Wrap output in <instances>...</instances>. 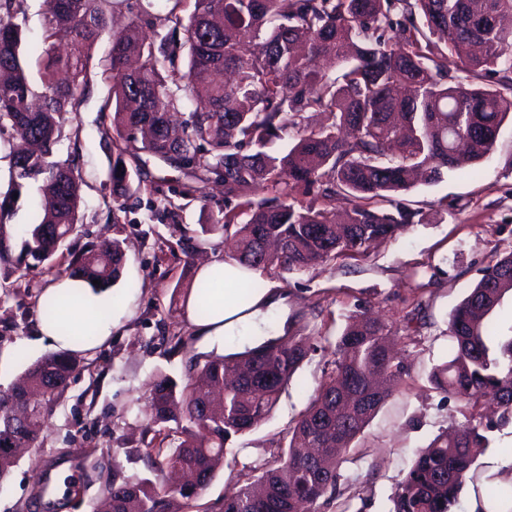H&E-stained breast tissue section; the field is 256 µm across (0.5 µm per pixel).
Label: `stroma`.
<instances>
[{
  "label": "stroma",
  "mask_w": 512,
  "mask_h": 512,
  "mask_svg": "<svg viewBox=\"0 0 512 512\" xmlns=\"http://www.w3.org/2000/svg\"><path fill=\"white\" fill-rule=\"evenodd\" d=\"M106 94L103 85L92 84L62 128V150L78 154L82 176V226L72 243L80 248L101 237L122 242V276L107 294L127 302L132 315L103 344L82 353L39 447L26 452L0 482V512H96L106 495V474L115 469L143 474V432L152 423L146 392L160 373L183 381L190 359L201 352L184 305L196 263L232 256L221 234L201 230L224 213V186L216 176L198 180L190 170L142 151L130 163L135 183L114 203L112 115L101 109ZM405 198L422 223L377 240L366 256L291 273L273 268L255 278L259 289L287 292L295 329L314 350L268 420L236 440L237 455H225L201 505L222 504L236 491L242 466L262 464L275 452L330 370L334 342L355 315L369 312L388 323L409 373L359 437L340 467L334 499H320L319 512H388L418 453L437 434L464 423V399L433 389L429 374L448 358L451 311L482 268L512 247V125L503 126L492 153L475 169L445 173L434 184L415 183ZM422 274L433 282L421 289ZM52 281L51 274L33 270L16 282L12 297L0 301V390L30 362L55 350L38 336L43 314L34 300ZM418 302L423 311L410 333L406 315ZM174 335L184 338V348L171 350L167 339ZM510 454L512 425L492 433L476 459L478 479L464 486L455 512H469L474 494L499 483L489 461ZM63 462L70 463L75 483L61 499L37 497L36 476Z\"/></svg>",
  "instance_id": "obj_1"
}]
</instances>
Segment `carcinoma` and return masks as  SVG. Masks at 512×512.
Here are the masks:
<instances>
[{
	"mask_svg": "<svg viewBox=\"0 0 512 512\" xmlns=\"http://www.w3.org/2000/svg\"><path fill=\"white\" fill-rule=\"evenodd\" d=\"M123 0H44V42L64 32L70 50L46 48L32 75L22 46L27 18L21 0H0V135L34 141L24 163L13 157L12 189L37 186L41 218L19 228L20 249L0 248V265L23 278L42 267L55 278H79L96 292L117 282L125 252L117 239L101 238L65 263L57 255L80 223L81 170L76 156H62L59 117L78 110L93 67L97 40L110 34L99 62L108 86L103 110L112 113V195L130 190L127 158L137 150L165 162H180L224 175V216L202 226L205 233L233 232L236 260L253 269L301 271L339 257L367 254L371 244L395 238L419 213L401 195L418 170L435 183L444 172L471 169L494 148L512 119V0H194L185 18L169 11L172 30L135 22L110 33L109 20ZM183 29V39L176 38ZM473 44L479 52L459 58L448 73V54ZM186 68L166 66L176 55ZM331 56L337 76L311 66ZM484 74L498 85H476ZM190 106L176 127L170 113ZM327 112L319 129L305 113ZM297 142L284 155L267 151L287 129ZM321 187V196L352 201L342 214L298 196ZM271 193L257 199L255 188ZM246 220L239 221L240 216ZM271 240L278 252L265 254ZM110 254L105 267L99 255ZM100 284L95 285L93 281ZM512 290V247L486 267L456 306L448 323L451 350L434 368L435 389L467 399L469 417L451 433L438 434L421 451L393 497L391 512H451L489 433L512 423V335L496 337L490 316ZM242 352L190 364L180 385L158 374L146 395L153 424L173 437V446L147 449L155 475L184 468L202 476L198 486L159 490L143 476L106 478L112 512H198L199 491L214 476L232 440L271 415L282 389L307 359L311 347L290 335ZM384 321L357 316L336 339L334 360L308 405L270 460L237 476L240 488L224 498L223 512H295L299 499L312 504L335 494L346 451L362 434L406 374L389 352ZM80 353L45 355L0 391V481L16 464L9 448L39 446L38 430L52 416L79 367ZM247 365L249 377L224 387L228 371ZM378 371L375 383L371 373ZM496 396L501 413L483 419L481 400ZM308 442L325 449L312 462ZM261 484L266 495L252 497Z\"/></svg>",
	"mask_w": 512,
	"mask_h": 512,
	"instance_id": "carcinoma-1",
	"label": "carcinoma"
}]
</instances>
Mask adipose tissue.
<instances>
[{"label": "adipose tissue", "instance_id": "adipose-tissue-1", "mask_svg": "<svg viewBox=\"0 0 512 512\" xmlns=\"http://www.w3.org/2000/svg\"><path fill=\"white\" fill-rule=\"evenodd\" d=\"M80 295L79 307L65 310L66 327L44 321L39 326L41 338L58 347L73 350H87L82 336L88 325H96L99 340H106L113 327L119 326L122 312H115L111 321H104L100 307L103 299L94 294L87 285L75 279L64 278L46 289L48 299H64ZM288 318L287 295L265 291H254L248 300H241L228 292H218L212 302L210 313L203 318L188 314L187 321L195 335L208 346L223 349L224 352H241L256 342L273 338L283 333Z\"/></svg>", "mask_w": 512, "mask_h": 512}]
</instances>
